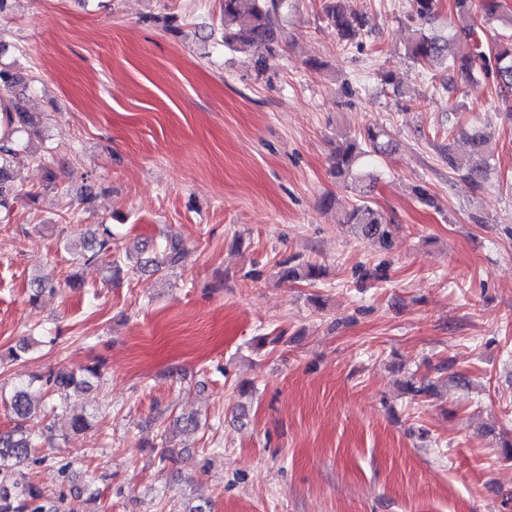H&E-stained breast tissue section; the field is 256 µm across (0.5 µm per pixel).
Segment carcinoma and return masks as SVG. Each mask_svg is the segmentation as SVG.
I'll return each mask as SVG.
<instances>
[{
	"mask_svg": "<svg viewBox=\"0 0 512 512\" xmlns=\"http://www.w3.org/2000/svg\"><path fill=\"white\" fill-rule=\"evenodd\" d=\"M463 23L440 36L423 29L417 33L408 53L412 61L422 69L440 66L462 78L478 74L493 76L501 96L512 98V34L498 35L488 42L480 33V27L472 20L475 13L487 20L496 17L501 8L500 0H453ZM288 8L287 0H223L220 24L223 28L224 45L240 47H264L273 53V45L283 30L282 13ZM411 18L426 22L437 8V0H410ZM327 23L334 28L338 39L353 44L362 35L365 21L347 4V0H329L324 5ZM20 80L12 73L0 70V212L10 215L12 204L20 191L14 185L11 169L19 154V140L34 127V116L25 106L24 94L18 90ZM469 149L462 154H448V167L457 176L480 189L491 168L485 145L489 135L482 128H462ZM390 137L383 129L369 128L362 140H348L332 154V169L336 179L346 182L360 179L357 171L368 156L390 151ZM343 223L360 228L362 234L388 246L392 235L391 225L369 202L362 199L346 212ZM161 256L142 262L130 254L118 255L114 245L112 227L97 224L89 231L83 251L75 254L74 265H88L111 258L113 274L134 276L146 267L152 273L164 275L181 259V248L170 240L160 246ZM100 379L97 365L75 373L65 369L49 370L31 379L7 395L0 391V402L13 417L15 425L8 431H0V512H72L67 496L59 493L45 494L24 471V466L43 462L32 455L39 441L53 436V418L64 414L70 429L81 432L90 425L86 413L68 412V399L75 393L92 387Z\"/></svg>",
	"mask_w": 512,
	"mask_h": 512,
	"instance_id": "carcinoma-1",
	"label": "carcinoma"
}]
</instances>
